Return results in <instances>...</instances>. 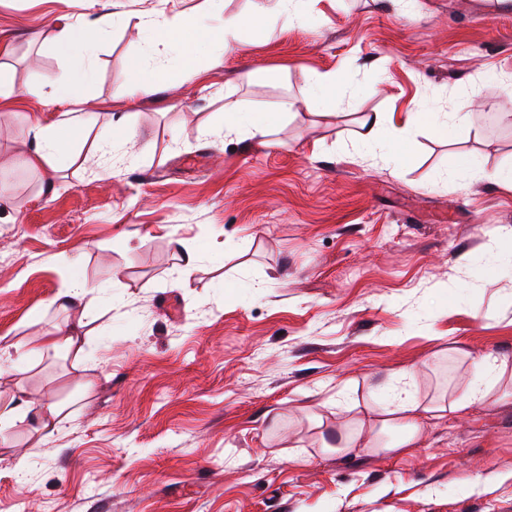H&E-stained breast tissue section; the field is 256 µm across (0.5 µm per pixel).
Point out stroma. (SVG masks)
Segmentation results:
<instances>
[{"instance_id":"stroma-1","label":"stroma","mask_w":512,"mask_h":512,"mask_svg":"<svg viewBox=\"0 0 512 512\" xmlns=\"http://www.w3.org/2000/svg\"><path fill=\"white\" fill-rule=\"evenodd\" d=\"M267 0H0V394L64 404L59 429H0V512H512V398L424 422L399 454L332 450L413 369L462 396L492 354L512 375V0H304L228 46L156 57L148 16L217 28ZM105 15L58 170L25 164L30 123L67 118L63 27ZM164 82L131 100L133 62ZM335 73L336 109L310 77ZM275 114L224 133V92ZM465 112L405 136L400 169L360 148L367 113ZM125 115L134 145L112 133ZM194 251L182 271L175 241ZM81 278L97 301L51 306ZM79 326L80 358L25 344ZM467 356L445 360L441 351Z\"/></svg>"}]
</instances>
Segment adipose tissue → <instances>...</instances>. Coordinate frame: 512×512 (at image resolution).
I'll return each instance as SVG.
<instances>
[{"mask_svg": "<svg viewBox=\"0 0 512 512\" xmlns=\"http://www.w3.org/2000/svg\"><path fill=\"white\" fill-rule=\"evenodd\" d=\"M252 18L234 20L225 23L219 30H211L200 26L189 18L158 15L146 20L154 45L163 49L180 50L191 77H198L203 72L196 54V45L200 40H208L216 45L225 46L238 38L243 27L252 25ZM99 21H92L78 26L65 27L56 41L59 53L70 56L77 55L83 59H91L98 35ZM432 112L420 110L405 113L401 127H389L387 119L380 113H373L367 120L368 130L363 133L361 142L371 154L384 152L381 141L382 129H389L392 138H401L404 130L435 121ZM274 123L273 118L263 112L253 113L245 117L238 99L233 94L224 96V132L225 134L247 132L254 136L268 135ZM75 132L71 121H62L52 125L33 121L30 133L33 139L32 150L28 157L31 167L44 169L53 167L64 154L69 141ZM481 377L469 386L462 398H452L447 402H422L416 400L407 388L395 390L387 405L367 408L358 418V429L344 436L340 441L341 448L358 447L362 429L376 432L379 439L374 446L385 452L400 453L414 447L421 432L422 421L446 412H462L474 403L489 398L493 388L500 383L505 373V366L497 359L488 357L480 364ZM395 432L393 440H385L384 435Z\"/></svg>", "mask_w": 512, "mask_h": 512, "instance_id": "adipose-tissue-1", "label": "adipose tissue"}]
</instances>
